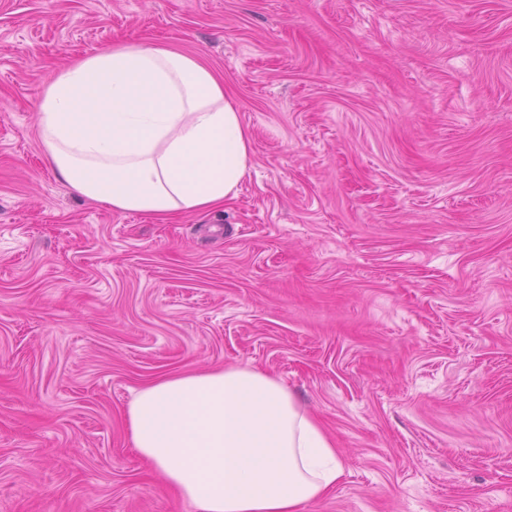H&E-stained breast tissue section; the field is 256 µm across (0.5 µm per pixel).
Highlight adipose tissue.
Wrapping results in <instances>:
<instances>
[{"label":"adipose tissue","instance_id":"ef3b65f1","mask_svg":"<svg viewBox=\"0 0 512 512\" xmlns=\"http://www.w3.org/2000/svg\"><path fill=\"white\" fill-rule=\"evenodd\" d=\"M39 139L79 194L163 221L236 196L250 137L224 84L162 46L90 55L45 86ZM131 442L194 512H298L345 460L286 385L250 366L162 376L127 409Z\"/></svg>","mask_w":512,"mask_h":512}]
</instances>
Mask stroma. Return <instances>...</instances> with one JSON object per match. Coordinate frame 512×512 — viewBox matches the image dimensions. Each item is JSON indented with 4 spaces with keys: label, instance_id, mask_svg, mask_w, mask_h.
I'll list each match as a JSON object with an SVG mask.
<instances>
[{
    "label": "stroma",
    "instance_id": "stroma-1",
    "mask_svg": "<svg viewBox=\"0 0 512 512\" xmlns=\"http://www.w3.org/2000/svg\"><path fill=\"white\" fill-rule=\"evenodd\" d=\"M116 44L222 75L235 199L72 189L37 115ZM251 366L347 469L299 512H512V0H0V512H193L135 390Z\"/></svg>",
    "mask_w": 512,
    "mask_h": 512
}]
</instances>
